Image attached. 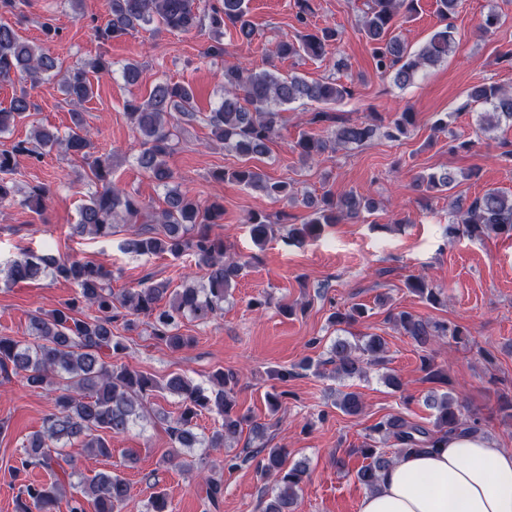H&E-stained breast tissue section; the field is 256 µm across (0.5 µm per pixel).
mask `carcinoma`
Instances as JSON below:
<instances>
[{
	"label": "carcinoma",
	"mask_w": 512,
	"mask_h": 512,
	"mask_svg": "<svg viewBox=\"0 0 512 512\" xmlns=\"http://www.w3.org/2000/svg\"><path fill=\"white\" fill-rule=\"evenodd\" d=\"M458 0H436L443 25L417 52L396 34L401 23L417 12L418 0H365L357 19L358 31L366 39L376 69L388 76L398 87L413 84L418 75L448 57L456 45L455 28L448 23ZM111 19L99 37L108 40L139 27L157 23L169 30L188 33L203 24L213 35L206 54L224 56L222 37L229 32L243 44H251L255 28L249 15V0H215L200 8V0H108ZM296 19L303 27L293 37L276 41L274 55L282 60L322 58L328 47L341 39L342 32L333 27L310 23L313 14L310 0H295ZM42 43L22 38L10 25L0 23V82L20 74L35 86L44 80L57 81L65 100L74 106L89 101L94 94L90 75L112 72V61L105 54L87 58L66 70L47 53L43 44L60 34L50 21L40 24ZM353 96L352 82L339 77L308 81L296 73H283L276 68L246 70L238 65L224 67V94L220 104L206 120L212 137L231 148L243 164L233 169L212 172L217 182L231 181L273 199L295 196L294 184L274 181L247 161L269 150L278 131L280 113L285 107L301 102L317 104L323 109L313 112L309 124L326 125V134L299 132L292 145L300 161L307 165L318 162L329 153L359 147L371 140L381 127L385 136L397 141L415 125L416 113L409 109L397 112L389 122L376 112L364 120L342 118L329 106ZM466 109L477 114L478 129L492 132L502 126L512 127V89L495 82H483L467 93ZM34 104L22 93L12 97L9 106L0 109V134L17 121L28 117ZM127 117L136 134L139 168L155 184L165 190L163 205L153 209L137 196L112 184V162L108 156H96L93 143L80 112L73 111V126L59 133L43 126L33 128V147L19 141L0 148V207L19 204L39 213L44 208L47 190L43 186L27 189L13 178L17 156L55 148L81 158L88 166L87 178L96 185L80 207L79 219L72 225L76 236L91 235L109 238L127 224L136 225L121 248L145 256L168 255L180 258L191 255L202 271V283L170 287V282H154L146 278L137 288L119 293L112 289V271L91 260L64 258L52 253L25 254L1 269L5 283L35 281L40 278H62L72 283L76 293L61 307L38 312L30 317L28 336H0V375L22 376L35 390L55 393L54 411L45 419L40 431L29 434L22 443L15 473L40 467L51 474L43 483H30L21 489L16 500L18 512H57L66 501L67 512H86L85 503L93 504L94 512H127L132 501L131 485L122 476L98 471L85 475L75 469L62 448L80 444L93 457H109L112 448L108 438L128 433L139 421L147 418L148 405L158 394L167 393L179 399V411L171 416L159 409L153 416L166 425L172 449L165 462L181 457L182 449L222 448L237 439L251 416L237 411L235 387L238 373L218 369L204 387L181 373L164 378L118 364L112 358L127 350L125 339L114 333V324L136 327L140 316L152 319V336L170 351L178 352L192 343V337L180 333V320L189 316L207 320L224 310V300L231 284L241 277L248 262L227 253L224 240L211 235L210 228L224 221V204L214 200L203 204L195 197L171 186L174 173L168 165L180 127L198 118L195 94L189 85L164 81L156 84L147 98L133 99L127 104ZM475 172L456 174L448 169L420 173L415 186L431 193L455 188L459 179H470ZM302 203L309 214L299 225L287 231L288 241L302 243L321 234L324 226L344 219H357L375 209L369 196L349 192L339 198L326 192L314 196L302 194ZM453 224H461L473 238L487 232L512 235V195L488 189L471 203L457 199L452 202ZM253 241L264 245L274 234L269 216L252 213L247 218ZM406 287L431 305L440 303V293L423 277L407 281ZM367 315V309L354 304L331 313L329 322L338 335L331 340L327 357L305 358L299 368L309 370L333 367L339 379H360L366 365L379 362L386 352L381 336L352 340L342 335L346 327ZM388 319L421 346L436 337L446 336L456 343L464 333L457 326L420 319L407 311H389ZM421 369L428 380L443 383L446 374L427 356ZM424 405L433 411L432 427L427 428L401 415H391L377 422L371 431L383 440L392 439L398 448L389 453L369 444L359 452L368 460L356 473L359 483L373 491L381 473L398 459L412 453L438 447L446 437L467 429L482 431L480 418H466L467 405L452 393L430 392ZM347 415L363 413V403L355 392H347L338 402ZM221 419L219 426L206 436L198 432L197 419L203 414ZM244 462H256L260 477L274 482L264 512H292L298 491L307 475V462L289 461L285 448H257L248 452ZM180 467L188 478L202 481L204 500L216 508L224 497V485L203 475L204 459L182 462Z\"/></svg>",
	"instance_id": "obj_1"
}]
</instances>
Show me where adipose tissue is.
<instances>
[{"label":"adipose tissue","instance_id":"1","mask_svg":"<svg viewBox=\"0 0 512 512\" xmlns=\"http://www.w3.org/2000/svg\"><path fill=\"white\" fill-rule=\"evenodd\" d=\"M358 512H512V450L458 432L388 468Z\"/></svg>","mask_w":512,"mask_h":512}]
</instances>
